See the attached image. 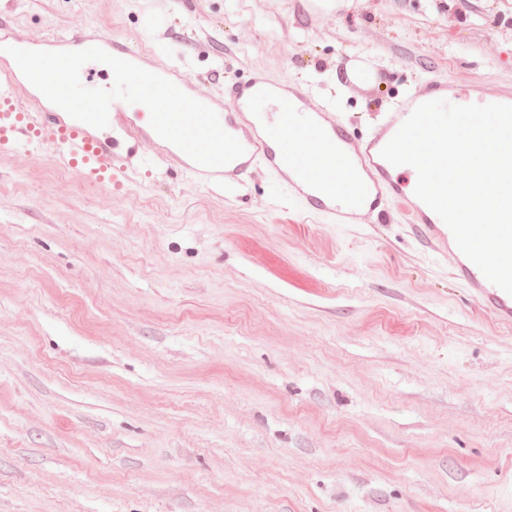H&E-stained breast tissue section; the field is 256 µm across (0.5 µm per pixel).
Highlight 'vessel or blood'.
Listing matches in <instances>:
<instances>
[{
    "mask_svg": "<svg viewBox=\"0 0 512 512\" xmlns=\"http://www.w3.org/2000/svg\"><path fill=\"white\" fill-rule=\"evenodd\" d=\"M50 43L61 48L96 46L175 85L183 83L179 68L157 63L133 51L124 40L100 37L93 29L54 37ZM16 44L9 27L1 25V153L21 145L47 146L57 165L103 189L112 188L117 179L139 174L151 163L158 168H181L191 174L194 184L210 190H242L247 186L249 170L260 166L299 204L304 215L332 224H380L389 205L399 204L413 234L432 251L451 258V279L467 287L477 303L499 322L512 324V295L490 282L461 252L443 220L409 191L407 183L381 156L382 148L418 105L437 99L456 104L466 99L465 90L430 78L414 82L388 111L377 113L367 132L359 136L352 124L329 107L313 108L303 86L276 83L259 72L243 81L230 79L223 92L208 98L207 104L245 152L225 166L204 168L177 147L160 146L150 162L137 152L139 140L153 134L146 109L132 118L121 103L111 104L112 133L108 136L52 109L30 111L22 100L21 71L7 52ZM309 140L331 153L327 170L311 167L304 151Z\"/></svg>",
    "mask_w": 512,
    "mask_h": 512,
    "instance_id": "obj_1",
    "label": "vessel or blood"
}]
</instances>
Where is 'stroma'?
<instances>
[{"mask_svg":"<svg viewBox=\"0 0 512 512\" xmlns=\"http://www.w3.org/2000/svg\"><path fill=\"white\" fill-rule=\"evenodd\" d=\"M196 97L259 70L365 131L418 79L512 87V0H0ZM208 33L204 48L184 27ZM0 512H512V324L397 208L306 221L172 167L107 191L0 153ZM47 45L66 48L71 45L87 44L90 47H100L106 53L132 62L141 68L158 74L173 82L180 90L190 96V89L183 82L182 74L179 68L158 64L155 59L137 54L133 51L123 39L113 37L112 39L101 38L98 32L93 29H86L69 36L54 37L45 41Z\"/></svg>","mask_w":512,"mask_h":512,"instance_id":"stroma-1","label":"stroma"}]
</instances>
